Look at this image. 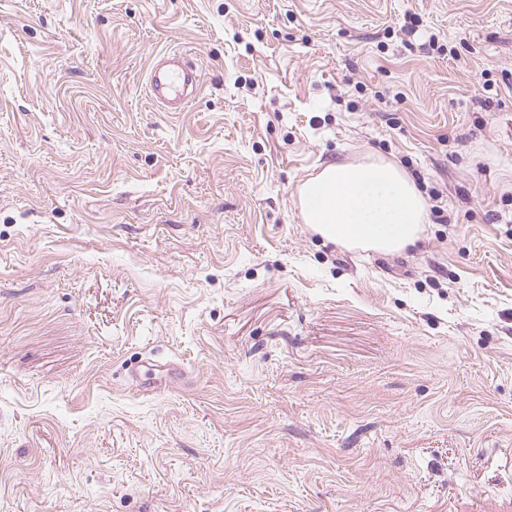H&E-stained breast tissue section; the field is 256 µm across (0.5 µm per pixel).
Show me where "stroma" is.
<instances>
[{
	"mask_svg": "<svg viewBox=\"0 0 512 512\" xmlns=\"http://www.w3.org/2000/svg\"><path fill=\"white\" fill-rule=\"evenodd\" d=\"M0 512H512V0H0ZM200 85L199 70L185 53L163 52L149 70V97L167 112L184 111L196 97ZM305 224L348 249L398 252L413 246L427 221L415 183L391 161L325 166L299 191Z\"/></svg>",
	"mask_w": 512,
	"mask_h": 512,
	"instance_id": "35a3bbf8",
	"label": "stroma"
}]
</instances>
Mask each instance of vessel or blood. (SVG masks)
Instances as JSON below:
<instances>
[{"label": "vessel or blood", "mask_w": 512, "mask_h": 512, "mask_svg": "<svg viewBox=\"0 0 512 512\" xmlns=\"http://www.w3.org/2000/svg\"><path fill=\"white\" fill-rule=\"evenodd\" d=\"M201 85L197 66L187 54L164 52L153 63L147 88L150 99L167 111H184Z\"/></svg>", "instance_id": "1"}]
</instances>
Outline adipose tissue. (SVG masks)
Here are the masks:
<instances>
[{
	"mask_svg": "<svg viewBox=\"0 0 512 512\" xmlns=\"http://www.w3.org/2000/svg\"><path fill=\"white\" fill-rule=\"evenodd\" d=\"M304 223L348 249L393 253L414 245L427 221V203L393 162L325 166L299 191Z\"/></svg>",
	"mask_w": 512,
	"mask_h": 512,
	"instance_id": "adipose-tissue-1",
	"label": "adipose tissue"
}]
</instances>
